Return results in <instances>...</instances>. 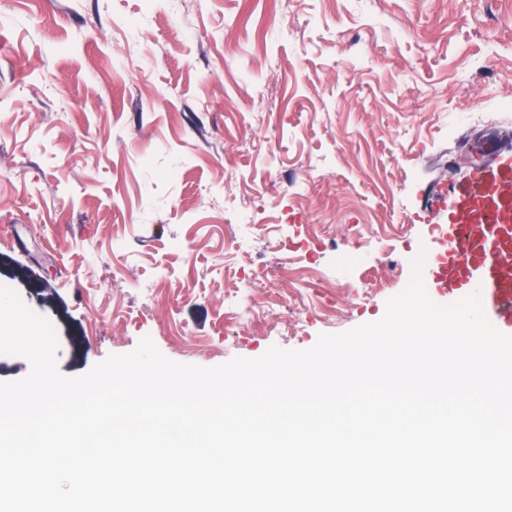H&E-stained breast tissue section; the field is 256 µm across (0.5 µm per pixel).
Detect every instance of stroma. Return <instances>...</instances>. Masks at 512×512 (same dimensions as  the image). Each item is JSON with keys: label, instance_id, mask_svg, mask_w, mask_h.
Masks as SVG:
<instances>
[{"label": "stroma", "instance_id": "obj_1", "mask_svg": "<svg viewBox=\"0 0 512 512\" xmlns=\"http://www.w3.org/2000/svg\"><path fill=\"white\" fill-rule=\"evenodd\" d=\"M511 96L512 0H0V286L66 377L146 336L206 368L311 348L383 317ZM279 236L331 285L282 277L237 323L224 291ZM255 216L248 211H240L236 218L237 229L230 237V247L237 253H248L252 247L253 237L248 231L254 224Z\"/></svg>", "mask_w": 512, "mask_h": 512}]
</instances>
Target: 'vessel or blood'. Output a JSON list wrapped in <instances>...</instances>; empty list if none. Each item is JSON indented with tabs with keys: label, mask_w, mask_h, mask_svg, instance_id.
I'll return each instance as SVG.
<instances>
[{
	"label": "vessel or blood",
	"mask_w": 512,
	"mask_h": 512,
	"mask_svg": "<svg viewBox=\"0 0 512 512\" xmlns=\"http://www.w3.org/2000/svg\"><path fill=\"white\" fill-rule=\"evenodd\" d=\"M434 205L448 215V250L428 262L434 287L453 300L479 294L489 321L512 331V150L464 172Z\"/></svg>",
	"instance_id": "obj_1"
}]
</instances>
